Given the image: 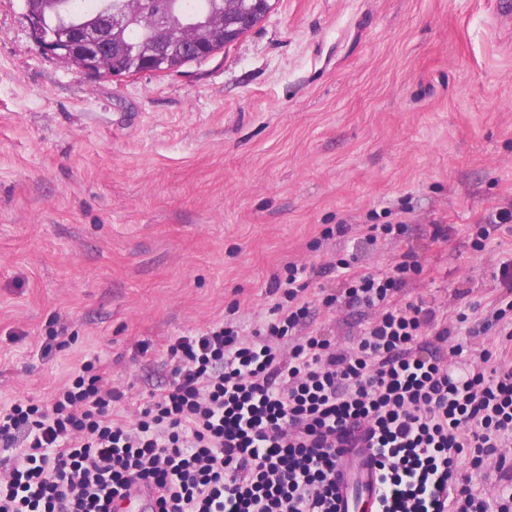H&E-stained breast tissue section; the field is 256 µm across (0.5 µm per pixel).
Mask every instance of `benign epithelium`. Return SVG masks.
Segmentation results:
<instances>
[{
  "mask_svg": "<svg viewBox=\"0 0 512 512\" xmlns=\"http://www.w3.org/2000/svg\"><path fill=\"white\" fill-rule=\"evenodd\" d=\"M215 9L208 29L197 32L192 46L179 45L169 37V27L161 22L155 28L156 36L143 54L130 61L120 50L107 54L109 39L116 38L136 14L145 7V0H128L129 12H107L105 23L84 26L73 30L66 27L64 33L52 38L45 32L44 15L38 0H25V9L33 27L36 42L46 51L64 62L92 74L113 76L131 75L140 72H159L172 70L175 60L190 57L192 48L209 51L224 44L231 32L236 30L241 20L250 10L249 0H216Z\"/></svg>",
  "mask_w": 512,
  "mask_h": 512,
  "instance_id": "benign-epithelium-1",
  "label": "benign epithelium"
}]
</instances>
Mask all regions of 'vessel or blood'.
Here are the masks:
<instances>
[{
  "label": "vessel or blood",
  "mask_w": 512,
  "mask_h": 512,
  "mask_svg": "<svg viewBox=\"0 0 512 512\" xmlns=\"http://www.w3.org/2000/svg\"><path fill=\"white\" fill-rule=\"evenodd\" d=\"M336 512H359L360 506H378L380 484L372 449L347 448L336 474Z\"/></svg>",
  "instance_id": "b4317fda"
}]
</instances>
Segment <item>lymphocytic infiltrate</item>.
Masks as SVG:
<instances>
[{"mask_svg":"<svg viewBox=\"0 0 512 512\" xmlns=\"http://www.w3.org/2000/svg\"><path fill=\"white\" fill-rule=\"evenodd\" d=\"M338 267L350 303L383 310L355 352L308 335L281 361L309 315V281L291 263L271 284L264 335L245 339L227 321L169 345L171 388L137 423L112 419L122 394L103 390L90 361L49 406L0 412V445L27 448L0 470V512H112L137 484L157 493L159 512H336L340 451L361 444L379 470L378 512H512V493L489 510L459 471L463 454L480 467L512 434V370L456 372L460 344L447 357L417 352L432 311L389 303L416 262Z\"/></svg>","mask_w":512,"mask_h":512,"instance_id":"obj_1","label":"lymphocytic infiltrate"}]
</instances>
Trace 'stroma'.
<instances>
[{"instance_id": "stroma-1", "label": "stroma", "mask_w": 512, "mask_h": 512, "mask_svg": "<svg viewBox=\"0 0 512 512\" xmlns=\"http://www.w3.org/2000/svg\"><path fill=\"white\" fill-rule=\"evenodd\" d=\"M493 2L270 0L206 59L109 77L43 51L23 0H0V409L47 403L91 360L135 420L171 384L168 345L231 315L252 336L290 263L318 271L305 332L353 350L381 311L348 305L343 257L360 274L417 261L390 303L433 311L422 344L512 370V223L477 246L512 205ZM55 330L66 346L43 355ZM470 475L492 507L512 487L493 457Z\"/></svg>"}]
</instances>
